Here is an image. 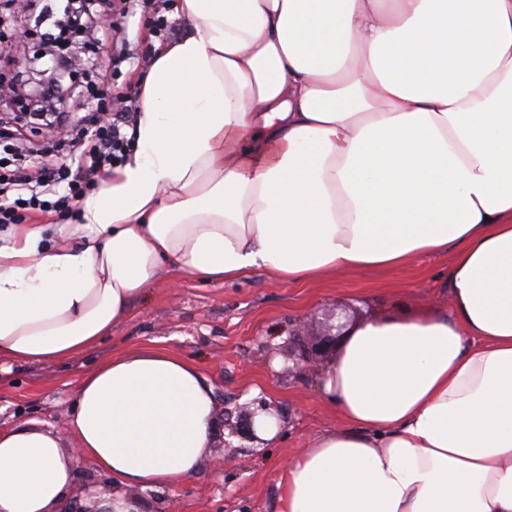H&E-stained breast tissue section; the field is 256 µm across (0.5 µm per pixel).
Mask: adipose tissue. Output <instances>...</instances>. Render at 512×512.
<instances>
[{"mask_svg": "<svg viewBox=\"0 0 512 512\" xmlns=\"http://www.w3.org/2000/svg\"><path fill=\"white\" fill-rule=\"evenodd\" d=\"M126 161L79 221L0 245V358L110 336L160 269L288 282L451 253L448 312L368 319L320 396L343 419L278 469L275 512H512V0H178ZM213 387L160 350L81 380L64 433L0 425V512H57L68 455L141 512L202 466Z\"/></svg>", "mask_w": 512, "mask_h": 512, "instance_id": "adipose-tissue-1", "label": "adipose tissue"}]
</instances>
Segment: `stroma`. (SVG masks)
<instances>
[{
    "mask_svg": "<svg viewBox=\"0 0 512 512\" xmlns=\"http://www.w3.org/2000/svg\"><path fill=\"white\" fill-rule=\"evenodd\" d=\"M447 254L420 256L399 269L328 273L288 283L254 270L224 285L180 279L162 270L148 299L94 349L44 366L0 359V423L33 420L62 428L86 372L108 359L156 348L194 361L214 389L216 408L265 399L283 412L271 441L232 439L215 445L202 468L164 493L143 492L149 512H274L276 465L297 456L311 438L342 420L316 391L321 365L286 369L283 337L272 327L315 332L323 312L347 303L365 318L426 316L450 306Z\"/></svg>",
    "mask_w": 512,
    "mask_h": 512,
    "instance_id": "stroma-1",
    "label": "stroma"
}]
</instances>
